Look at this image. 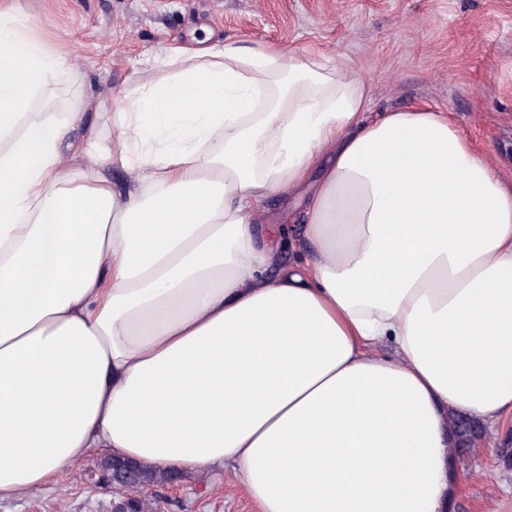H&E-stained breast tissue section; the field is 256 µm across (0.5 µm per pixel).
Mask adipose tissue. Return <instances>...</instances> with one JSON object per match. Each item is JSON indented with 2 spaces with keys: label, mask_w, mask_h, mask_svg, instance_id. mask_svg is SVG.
<instances>
[{
  "label": "adipose tissue",
  "mask_w": 512,
  "mask_h": 512,
  "mask_svg": "<svg viewBox=\"0 0 512 512\" xmlns=\"http://www.w3.org/2000/svg\"><path fill=\"white\" fill-rule=\"evenodd\" d=\"M173 63L102 137L0 11V500L104 448L261 512H446L452 416L512 415V183L445 113L368 117L348 67ZM275 192L300 233L258 228Z\"/></svg>",
  "instance_id": "ef3b65f1"
}]
</instances>
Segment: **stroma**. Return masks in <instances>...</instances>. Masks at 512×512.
<instances>
[{
	"instance_id": "obj_1",
	"label": "stroma",
	"mask_w": 512,
	"mask_h": 512,
	"mask_svg": "<svg viewBox=\"0 0 512 512\" xmlns=\"http://www.w3.org/2000/svg\"><path fill=\"white\" fill-rule=\"evenodd\" d=\"M36 33L73 66L56 91L110 93L120 105L167 74L178 49L230 42L344 62L372 88V115L427 107L501 178L512 181V0H22ZM505 423L460 461L457 512H512V469L494 449ZM86 458L58 486L1 500L0 512H111L110 492L86 483ZM156 512H259L240 478L218 468L185 475L177 493L151 494Z\"/></svg>"
}]
</instances>
